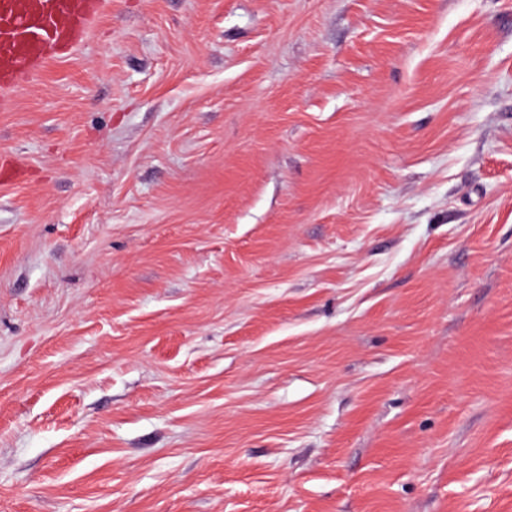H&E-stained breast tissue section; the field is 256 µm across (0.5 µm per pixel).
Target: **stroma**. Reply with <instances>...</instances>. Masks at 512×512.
I'll use <instances>...</instances> for the list:
<instances>
[{
	"instance_id": "stroma-1",
	"label": "stroma",
	"mask_w": 512,
	"mask_h": 512,
	"mask_svg": "<svg viewBox=\"0 0 512 512\" xmlns=\"http://www.w3.org/2000/svg\"><path fill=\"white\" fill-rule=\"evenodd\" d=\"M0 166V512H512V0H105Z\"/></svg>"
}]
</instances>
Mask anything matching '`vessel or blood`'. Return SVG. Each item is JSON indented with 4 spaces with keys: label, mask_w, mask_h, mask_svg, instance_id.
I'll list each match as a JSON object with an SVG mask.
<instances>
[{
    "label": "vessel or blood",
    "mask_w": 512,
    "mask_h": 512,
    "mask_svg": "<svg viewBox=\"0 0 512 512\" xmlns=\"http://www.w3.org/2000/svg\"><path fill=\"white\" fill-rule=\"evenodd\" d=\"M103 0H0V110L20 82L74 51Z\"/></svg>",
    "instance_id": "vessel-or-blood-1"
}]
</instances>
